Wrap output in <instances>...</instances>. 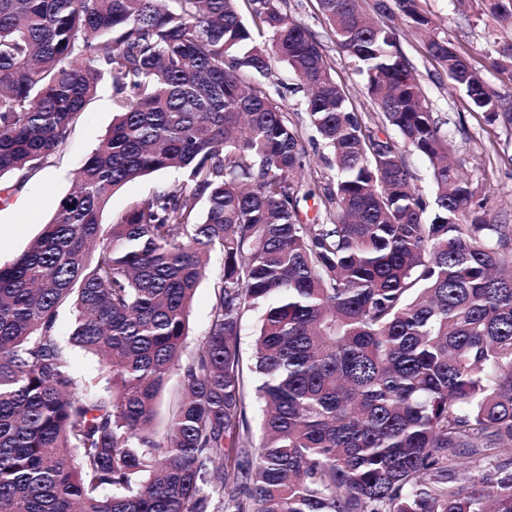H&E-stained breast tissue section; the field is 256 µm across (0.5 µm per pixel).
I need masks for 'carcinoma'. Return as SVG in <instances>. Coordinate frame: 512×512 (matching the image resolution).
Segmentation results:
<instances>
[{
  "instance_id": "cac0c4a2",
  "label": "carcinoma",
  "mask_w": 512,
  "mask_h": 512,
  "mask_svg": "<svg viewBox=\"0 0 512 512\" xmlns=\"http://www.w3.org/2000/svg\"><path fill=\"white\" fill-rule=\"evenodd\" d=\"M171 2L0 0V177L62 148L107 77L118 108L55 218L0 265V512H512V224L448 156L393 21L487 121L512 127V104L420 0H376L374 22L362 0H317L373 128L281 0ZM480 2L512 22V0ZM275 60L308 90L326 183L305 175L281 91L243 79ZM488 67L512 70V39H493ZM161 170L182 185L105 224L116 190ZM66 304L74 343L106 359L102 388L59 342ZM257 307L258 444L239 342ZM468 464L472 486L449 487ZM221 268V258L215 255L211 273L202 281L193 298L190 313V330L187 339L190 347L199 344L207 332L209 312L215 299L213 286L220 275Z\"/></svg>"
}]
</instances>
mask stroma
Wrapping results in <instances>:
<instances>
[{
  "label": "stroma",
  "mask_w": 512,
  "mask_h": 512,
  "mask_svg": "<svg viewBox=\"0 0 512 512\" xmlns=\"http://www.w3.org/2000/svg\"><path fill=\"white\" fill-rule=\"evenodd\" d=\"M422 6L438 34L448 38L459 53L479 67L486 64L491 35H512V28L482 16L479 0H423ZM282 8L317 38L333 77L343 86L353 107L367 123H374L375 109L363 94L350 61L338 48L317 0H284ZM400 45L416 69L426 102L447 135L453 156L466 160L487 210L494 215H512V129L486 122L482 114L472 111L465 93L456 89L447 73L426 57L420 40L408 34L401 37ZM113 115V88L107 80L87 105L64 147L24 175L0 177V188L12 190L8 203L0 202V264L11 263L27 251L44 225L54 219L59 200L71 192L75 172L111 127ZM175 181V175L158 171L127 183L109 200L106 219H119L132 202L146 197L155 187ZM221 268V259H214L209 276L193 298L189 345L199 344L207 332L215 299L214 284Z\"/></svg>",
  "instance_id": "35a3bbf8"
}]
</instances>
